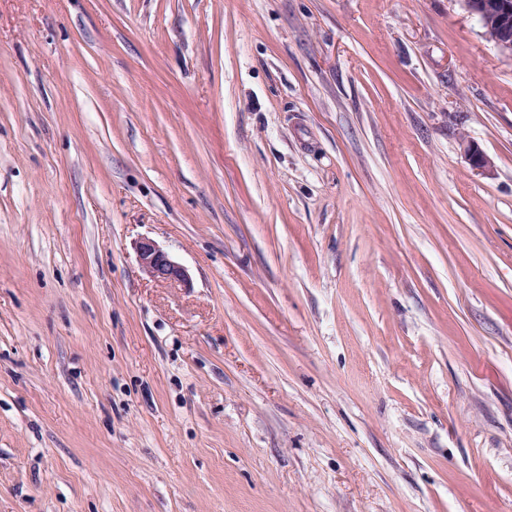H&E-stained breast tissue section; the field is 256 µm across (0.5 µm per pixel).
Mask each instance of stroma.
<instances>
[{
	"label": "stroma",
	"instance_id": "stroma-1",
	"mask_svg": "<svg viewBox=\"0 0 512 512\" xmlns=\"http://www.w3.org/2000/svg\"><path fill=\"white\" fill-rule=\"evenodd\" d=\"M0 512H512L461 0H0ZM135 249L141 270L153 281L169 285H186L187 270L174 261L153 239L141 238Z\"/></svg>",
	"mask_w": 512,
	"mask_h": 512
}]
</instances>
